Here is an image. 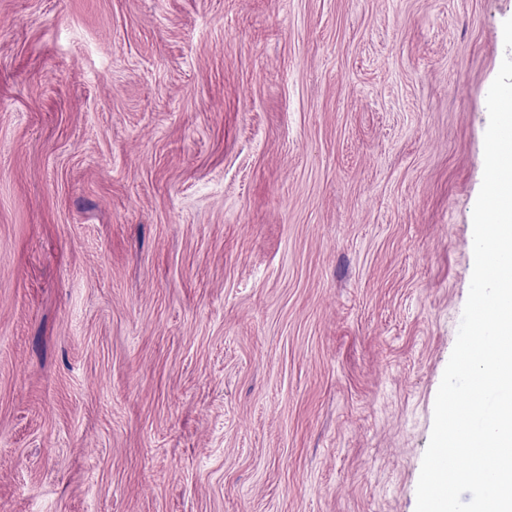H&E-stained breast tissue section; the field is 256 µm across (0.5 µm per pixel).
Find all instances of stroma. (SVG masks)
<instances>
[{
	"label": "stroma",
	"mask_w": 512,
	"mask_h": 512,
	"mask_svg": "<svg viewBox=\"0 0 512 512\" xmlns=\"http://www.w3.org/2000/svg\"><path fill=\"white\" fill-rule=\"evenodd\" d=\"M512 0H0V512H415Z\"/></svg>",
	"instance_id": "stroma-1"
}]
</instances>
